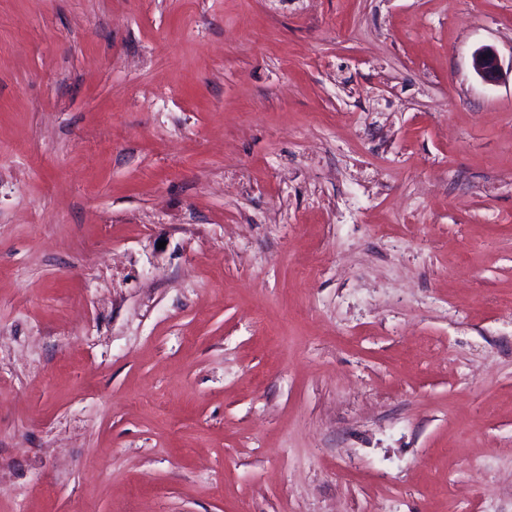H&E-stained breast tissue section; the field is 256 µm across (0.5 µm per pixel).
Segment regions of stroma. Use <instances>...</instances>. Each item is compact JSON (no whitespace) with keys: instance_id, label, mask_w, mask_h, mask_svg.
I'll list each match as a JSON object with an SVG mask.
<instances>
[{"instance_id":"stroma-1","label":"stroma","mask_w":512,"mask_h":512,"mask_svg":"<svg viewBox=\"0 0 512 512\" xmlns=\"http://www.w3.org/2000/svg\"><path fill=\"white\" fill-rule=\"evenodd\" d=\"M0 512H512V0H0ZM475 73L486 83H497L502 76V67L497 52L489 46L477 49L472 56Z\"/></svg>"}]
</instances>
